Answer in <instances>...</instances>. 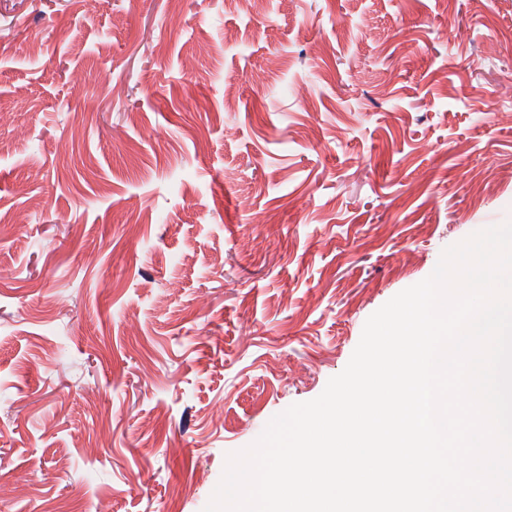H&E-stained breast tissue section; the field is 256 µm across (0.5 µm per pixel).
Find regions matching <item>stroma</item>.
Listing matches in <instances>:
<instances>
[{
	"label": "stroma",
	"instance_id": "stroma-1",
	"mask_svg": "<svg viewBox=\"0 0 512 512\" xmlns=\"http://www.w3.org/2000/svg\"><path fill=\"white\" fill-rule=\"evenodd\" d=\"M0 112V512H203L512 220V0H0Z\"/></svg>",
	"mask_w": 512,
	"mask_h": 512
}]
</instances>
